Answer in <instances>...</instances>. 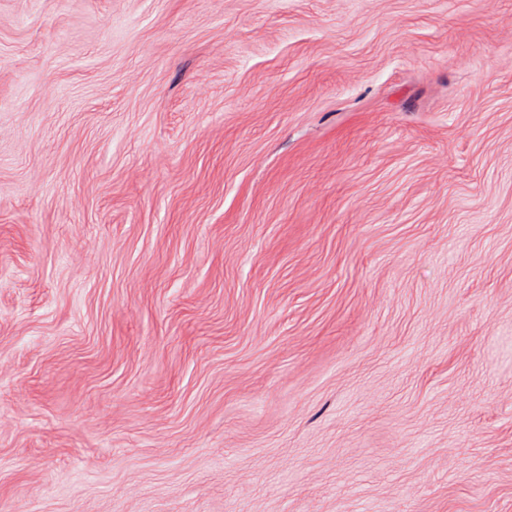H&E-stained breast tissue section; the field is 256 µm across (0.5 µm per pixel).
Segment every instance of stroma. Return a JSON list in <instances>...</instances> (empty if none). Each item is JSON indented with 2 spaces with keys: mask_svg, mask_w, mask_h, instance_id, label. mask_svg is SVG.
<instances>
[{
  "mask_svg": "<svg viewBox=\"0 0 512 512\" xmlns=\"http://www.w3.org/2000/svg\"><path fill=\"white\" fill-rule=\"evenodd\" d=\"M0 512H512V0H0Z\"/></svg>",
  "mask_w": 512,
  "mask_h": 512,
  "instance_id": "1",
  "label": "stroma"
}]
</instances>
